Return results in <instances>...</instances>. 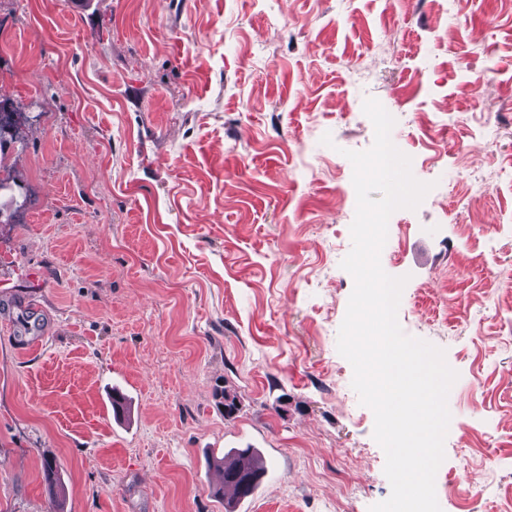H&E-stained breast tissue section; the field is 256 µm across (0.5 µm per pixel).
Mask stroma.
Segmentation results:
<instances>
[{
	"mask_svg": "<svg viewBox=\"0 0 512 512\" xmlns=\"http://www.w3.org/2000/svg\"><path fill=\"white\" fill-rule=\"evenodd\" d=\"M369 97L432 186L380 260L459 374L438 474L467 496L442 512H504L512 0H0V99L38 115L1 152L24 207L0 224V512H224L211 460L248 447L266 472L235 512L390 496L337 350Z\"/></svg>",
	"mask_w": 512,
	"mask_h": 512,
	"instance_id": "1",
	"label": "stroma"
}]
</instances>
